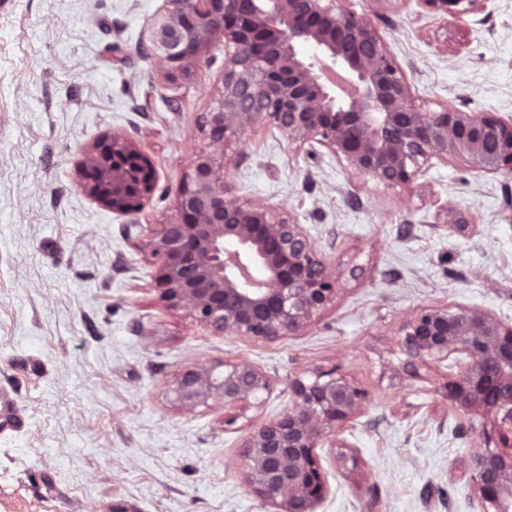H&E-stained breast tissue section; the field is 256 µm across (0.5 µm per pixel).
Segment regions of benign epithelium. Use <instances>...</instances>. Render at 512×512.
I'll list each match as a JSON object with an SVG mask.
<instances>
[{
	"label": "benign epithelium",
	"mask_w": 512,
	"mask_h": 512,
	"mask_svg": "<svg viewBox=\"0 0 512 512\" xmlns=\"http://www.w3.org/2000/svg\"><path fill=\"white\" fill-rule=\"evenodd\" d=\"M459 16L475 0H423ZM227 62L219 106L204 116L213 147L193 154L176 215L150 229L144 248L159 262L156 287L169 308L186 309L217 336L276 341L307 326L336 294L338 279L299 224L267 205L243 202L224 182V150L246 128L264 121L288 138L317 143L361 175L407 185L432 158L452 153L484 173L512 175V121L495 112L470 115L453 107L423 112L408 80L370 23L336 0H164L152 33L168 76H190L216 39ZM314 50L313 61L297 47ZM338 67L320 81L315 64ZM152 165L114 135L95 145L79 175L104 207L127 213L152 192L153 176L137 186L116 161ZM403 342L415 360L448 362V403L493 418L471 460L485 507L512 512V326L466 308H423L407 319ZM267 378L244 362L183 370L173 401L193 410L217 397L235 407L267 389ZM295 404L243 442L248 489L275 512H315L328 487L317 448L350 421L369 392L336 371L290 383ZM337 466L354 469L351 448Z\"/></svg>",
	"instance_id": "benign-epithelium-1"
}]
</instances>
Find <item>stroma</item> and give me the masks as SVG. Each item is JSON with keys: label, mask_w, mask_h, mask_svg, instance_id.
I'll use <instances>...</instances> for the list:
<instances>
[{"label": "stroma", "mask_w": 512, "mask_h": 512, "mask_svg": "<svg viewBox=\"0 0 512 512\" xmlns=\"http://www.w3.org/2000/svg\"><path fill=\"white\" fill-rule=\"evenodd\" d=\"M373 24L425 112L512 119V0L441 17L422 0H339ZM163 0H0V512H273L249 492L240 447L292 407L289 384L336 370L369 400L319 451L316 512H483L470 459L492 421L452 407L448 371L410 362L400 330L427 307L512 324V175L452 156L406 186L355 173L322 146L257 123L224 148L238 197L287 213L340 273L332 301L274 342L216 336L156 289L141 248L169 220L224 79L213 46L170 82L151 50ZM120 135L155 188L124 215L79 167ZM233 360L267 390L193 411L168 389Z\"/></svg>", "instance_id": "1"}]
</instances>
